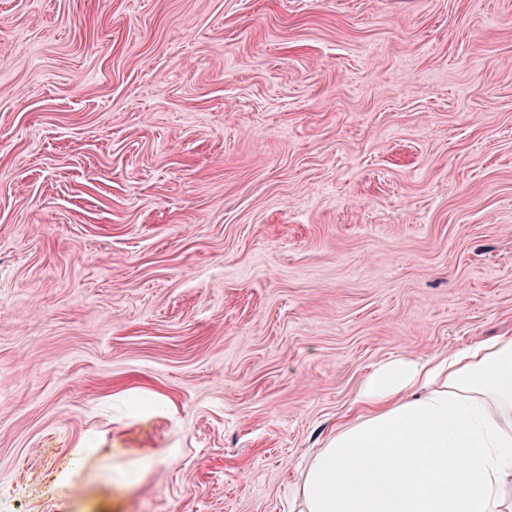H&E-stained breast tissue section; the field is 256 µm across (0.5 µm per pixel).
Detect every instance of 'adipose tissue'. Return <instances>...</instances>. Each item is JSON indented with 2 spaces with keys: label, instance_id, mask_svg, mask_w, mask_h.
<instances>
[{
  "label": "adipose tissue",
  "instance_id": "adipose-tissue-1",
  "mask_svg": "<svg viewBox=\"0 0 512 512\" xmlns=\"http://www.w3.org/2000/svg\"><path fill=\"white\" fill-rule=\"evenodd\" d=\"M307 464L297 512H512V338L398 358Z\"/></svg>",
  "mask_w": 512,
  "mask_h": 512
}]
</instances>
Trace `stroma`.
<instances>
[{"mask_svg":"<svg viewBox=\"0 0 512 512\" xmlns=\"http://www.w3.org/2000/svg\"><path fill=\"white\" fill-rule=\"evenodd\" d=\"M497 336L512 0H0V512H290Z\"/></svg>","mask_w":512,"mask_h":512,"instance_id":"obj_1","label":"stroma"}]
</instances>
